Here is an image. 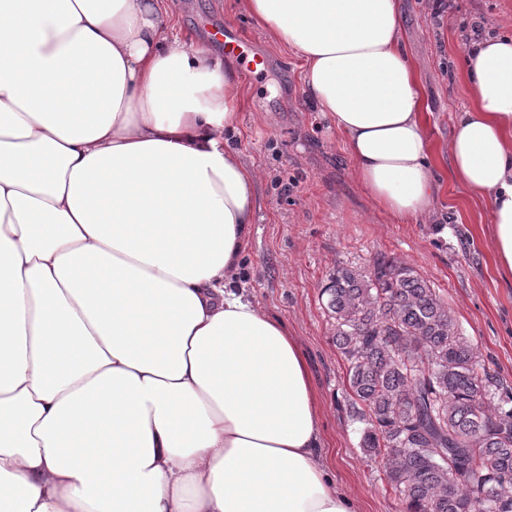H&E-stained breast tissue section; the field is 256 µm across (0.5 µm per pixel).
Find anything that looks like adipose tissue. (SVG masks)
<instances>
[{
	"instance_id": "ef3b65f1",
	"label": "adipose tissue",
	"mask_w": 512,
	"mask_h": 512,
	"mask_svg": "<svg viewBox=\"0 0 512 512\" xmlns=\"http://www.w3.org/2000/svg\"><path fill=\"white\" fill-rule=\"evenodd\" d=\"M395 223L437 213L398 0H238ZM174 0H0V512H356L307 355L239 280L238 79ZM451 172L512 285V35L466 52Z\"/></svg>"
}]
</instances>
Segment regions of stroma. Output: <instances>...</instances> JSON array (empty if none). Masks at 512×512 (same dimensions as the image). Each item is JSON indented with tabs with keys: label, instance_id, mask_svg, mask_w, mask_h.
Instances as JSON below:
<instances>
[{
	"label": "stroma",
	"instance_id": "35a3bbf8",
	"mask_svg": "<svg viewBox=\"0 0 512 512\" xmlns=\"http://www.w3.org/2000/svg\"><path fill=\"white\" fill-rule=\"evenodd\" d=\"M402 37L429 109L427 132L444 187L438 223L397 224L358 186L342 135L308 105L302 63L270 42L237 0H176L183 37L209 44L211 29L231 26L265 52L271 64L251 78L232 60L241 87V121L230 140L257 171V207L243 276L251 294L282 318L305 350L317 386L323 439L333 476L359 512H403L381 460L359 447L362 425L352 420L345 361L331 341L321 300L339 264L371 267L385 255L418 270L452 309L478 347L483 364L512 386V288L493 270L487 209L450 171L448 137L469 107L462 73L461 28L473 18L492 31L512 28V0H455L446 25L428 0H399ZM289 193H281V186Z\"/></svg>",
	"mask_w": 512,
	"mask_h": 512
}]
</instances>
